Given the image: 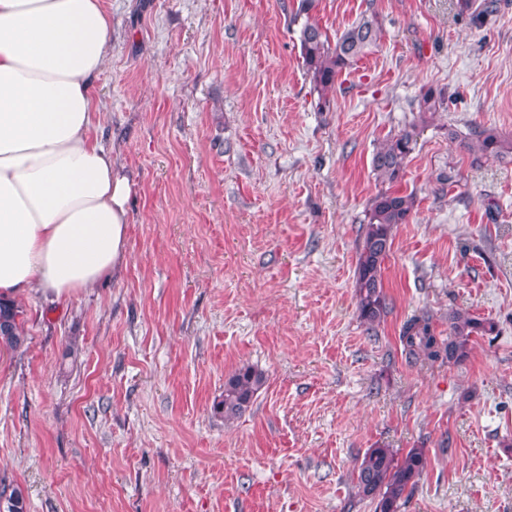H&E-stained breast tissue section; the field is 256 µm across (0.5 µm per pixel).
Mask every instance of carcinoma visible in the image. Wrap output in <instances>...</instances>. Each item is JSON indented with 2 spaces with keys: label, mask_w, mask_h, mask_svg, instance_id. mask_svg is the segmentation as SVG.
Masks as SVG:
<instances>
[{
  "label": "carcinoma",
  "mask_w": 512,
  "mask_h": 512,
  "mask_svg": "<svg viewBox=\"0 0 512 512\" xmlns=\"http://www.w3.org/2000/svg\"><path fill=\"white\" fill-rule=\"evenodd\" d=\"M316 0H299L296 15L305 16L299 31L301 54L307 74L311 77L320 100L335 89L339 76L365 57L376 46L380 27L375 17H367L345 30L331 41L311 13ZM457 12L478 22L493 12V4L477 0H456ZM445 101L442 90L429 87L419 100V111L436 112ZM475 144L465 148L477 149L483 155L512 156V139L489 127L473 131ZM415 132L404 131L390 138L372 158V168L382 181L394 185L402 177L405 161L413 151ZM414 199L390 189L379 192L370 200L367 223L362 225L358 242L356 288L358 310L370 327L380 323L389 311L383 288V264L392 245L394 229L409 222ZM21 311L14 303L0 300V344L15 349L24 342L25 332L19 321ZM496 323L479 319L467 312L448 313V339L434 336L429 319L415 317L407 321L402 340L411 358L424 356L429 360L446 359L459 363L469 354L473 336H491ZM264 383V376L247 366L232 374L224 383V396L214 411L229 421L240 417L250 406L254 395ZM426 466L424 450L412 448L400 460L389 448H369L357 467L356 495L377 501L379 512H398L400 502L409 496ZM0 512H26L24 491L19 486L0 482Z\"/></svg>",
  "instance_id": "cac0c4a2"
}]
</instances>
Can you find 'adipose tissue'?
Segmentation results:
<instances>
[{"mask_svg":"<svg viewBox=\"0 0 512 512\" xmlns=\"http://www.w3.org/2000/svg\"><path fill=\"white\" fill-rule=\"evenodd\" d=\"M102 0H0V297L66 299L125 263L133 182L89 131Z\"/></svg>","mask_w":512,"mask_h":512,"instance_id":"ef3b65f1","label":"adipose tissue"}]
</instances>
